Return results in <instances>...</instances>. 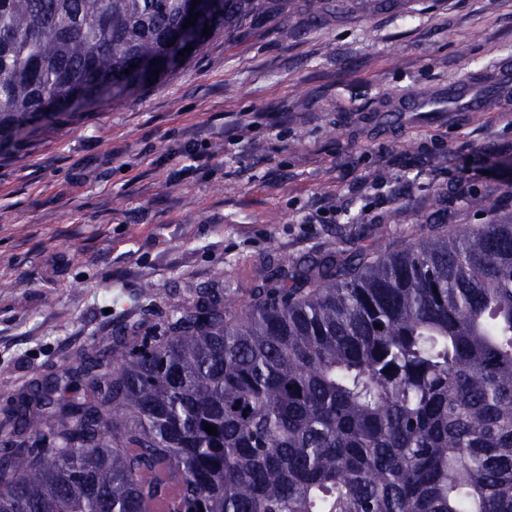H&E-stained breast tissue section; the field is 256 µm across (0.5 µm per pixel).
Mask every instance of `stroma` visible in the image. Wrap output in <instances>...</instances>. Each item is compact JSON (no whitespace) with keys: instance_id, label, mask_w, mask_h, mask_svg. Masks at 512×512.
<instances>
[{"instance_id":"stroma-1","label":"stroma","mask_w":512,"mask_h":512,"mask_svg":"<svg viewBox=\"0 0 512 512\" xmlns=\"http://www.w3.org/2000/svg\"><path fill=\"white\" fill-rule=\"evenodd\" d=\"M512 0H295L0 152V411L205 289L356 230L512 215ZM468 84L480 107L449 104ZM430 87L435 103L408 110ZM154 297L138 301L140 288Z\"/></svg>"}]
</instances>
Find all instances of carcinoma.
<instances>
[{
	"mask_svg": "<svg viewBox=\"0 0 512 512\" xmlns=\"http://www.w3.org/2000/svg\"><path fill=\"white\" fill-rule=\"evenodd\" d=\"M266 4L211 0L193 54ZM186 8L0 0V146L176 72L138 66ZM365 240L34 381L0 421V512H148L174 484L176 512H512V221Z\"/></svg>",
	"mask_w": 512,
	"mask_h": 512,
	"instance_id": "1",
	"label": "carcinoma"
}]
</instances>
